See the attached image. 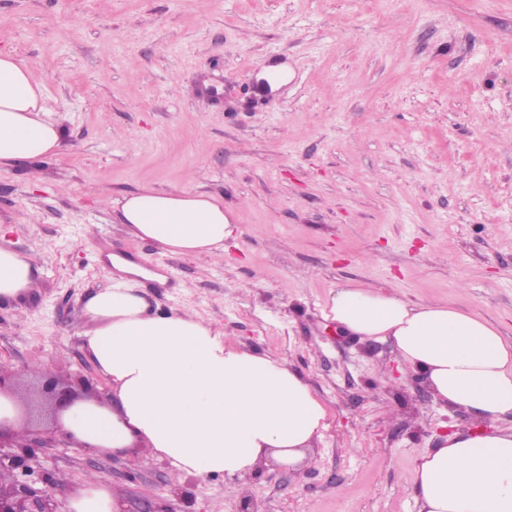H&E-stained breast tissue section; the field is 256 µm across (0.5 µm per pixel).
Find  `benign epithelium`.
Listing matches in <instances>:
<instances>
[{"instance_id":"benign-epithelium-1","label":"benign epithelium","mask_w":512,"mask_h":512,"mask_svg":"<svg viewBox=\"0 0 512 512\" xmlns=\"http://www.w3.org/2000/svg\"><path fill=\"white\" fill-rule=\"evenodd\" d=\"M43 390L52 399L54 414L74 403V399L66 391L58 387L54 378H47ZM54 439L29 430L18 432L12 427H5L0 418V470L11 475L7 486H0V512H60L55 494L52 490V479L38 474L29 465L9 452L11 448H48Z\"/></svg>"}]
</instances>
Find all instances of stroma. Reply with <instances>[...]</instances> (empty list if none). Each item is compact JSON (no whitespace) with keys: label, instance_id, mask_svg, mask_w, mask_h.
<instances>
[{"label":"stroma","instance_id":"35a3bbf8","mask_svg":"<svg viewBox=\"0 0 512 512\" xmlns=\"http://www.w3.org/2000/svg\"><path fill=\"white\" fill-rule=\"evenodd\" d=\"M0 51L63 133L43 181L0 173V230L38 282L0 302V367L37 408L30 429L51 427L45 377L109 401L79 333L118 259L161 309L286 358L328 409L301 462L243 478L42 449L31 465L61 512L90 476L126 512H418L416 461L473 419L418 401L390 342L324 310L339 288H383L512 341V0H0ZM265 63L288 83L262 91ZM143 188L222 195L238 239L218 260L131 236L116 202Z\"/></svg>","mask_w":512,"mask_h":512}]
</instances>
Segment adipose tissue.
<instances>
[{
  "instance_id": "ef3b65f1",
  "label": "adipose tissue",
  "mask_w": 512,
  "mask_h": 512,
  "mask_svg": "<svg viewBox=\"0 0 512 512\" xmlns=\"http://www.w3.org/2000/svg\"><path fill=\"white\" fill-rule=\"evenodd\" d=\"M62 132L26 64L0 52V171L58 154ZM130 235L175 255H219L235 232L223 199L143 189L118 203ZM34 267L0 236V299L33 288ZM82 344L112 383V403L80 401L61 418L82 446L136 452L203 477H246L268 457L300 461L328 410L277 356L246 350L200 320L153 307L135 281L116 279L85 303ZM325 316L387 340L424 373L434 396L480 419L512 414V343L488 321L376 289L344 287ZM419 512H512V429L455 432L415 464ZM111 485L89 478L70 512H119Z\"/></svg>"
}]
</instances>
